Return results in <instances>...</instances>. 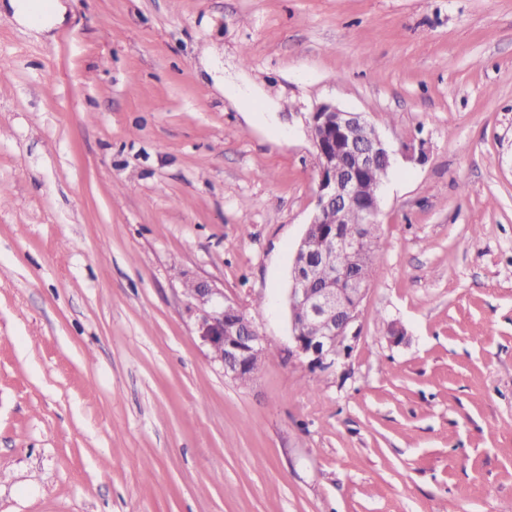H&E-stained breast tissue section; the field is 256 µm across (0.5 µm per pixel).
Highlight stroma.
I'll return each instance as SVG.
<instances>
[{
	"label": "stroma",
	"instance_id": "stroma-1",
	"mask_svg": "<svg viewBox=\"0 0 512 512\" xmlns=\"http://www.w3.org/2000/svg\"><path fill=\"white\" fill-rule=\"evenodd\" d=\"M66 6L0 11V512H512V0ZM322 103L410 151L324 372L283 305ZM194 278L261 303L250 384ZM9 6L14 10V17L23 25L27 26L29 29L34 30L36 32H41L43 29L51 28L56 22L58 14L63 10L60 1L61 0H51V6L48 14L46 15V23L39 21L37 23L32 21L31 15L32 12L35 11V4L26 3L33 1L26 0H9Z\"/></svg>",
	"mask_w": 512,
	"mask_h": 512
}]
</instances>
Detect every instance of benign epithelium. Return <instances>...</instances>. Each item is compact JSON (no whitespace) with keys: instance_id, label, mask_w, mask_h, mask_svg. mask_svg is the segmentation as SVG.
Segmentation results:
<instances>
[{"instance_id":"benign-epithelium-1","label":"benign epithelium","mask_w":512,"mask_h":512,"mask_svg":"<svg viewBox=\"0 0 512 512\" xmlns=\"http://www.w3.org/2000/svg\"><path fill=\"white\" fill-rule=\"evenodd\" d=\"M307 127L317 157L318 185L315 210L291 268L288 355L306 361L314 370L326 371L359 336L357 321L368 287L358 271L364 234L344 236L338 225L359 203L364 205L363 223H376L379 193L364 198L363 177L369 171L392 167L398 151L365 115L331 104L309 113ZM326 224L334 234L336 250L349 258L344 266L323 255L321 238ZM189 308L195 314L196 336L225 377L236 380L256 372L255 359L267 341L241 305L226 298L224 289L197 279L190 290Z\"/></svg>"}]
</instances>
